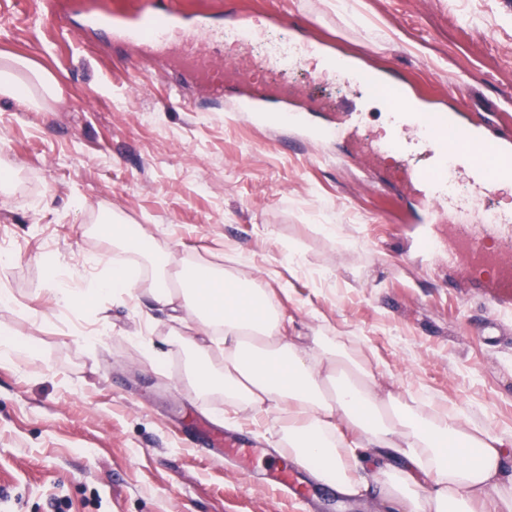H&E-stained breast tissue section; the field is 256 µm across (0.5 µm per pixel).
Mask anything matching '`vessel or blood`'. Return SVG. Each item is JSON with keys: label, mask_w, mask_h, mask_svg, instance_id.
Listing matches in <instances>:
<instances>
[{"label": "vessel or blood", "mask_w": 512, "mask_h": 512, "mask_svg": "<svg viewBox=\"0 0 512 512\" xmlns=\"http://www.w3.org/2000/svg\"><path fill=\"white\" fill-rule=\"evenodd\" d=\"M83 27L108 34L122 45L169 58L175 68L191 73L215 96L233 75H244L249 86L248 106L264 111L271 91L262 76L243 72L237 60L216 57L209 42L222 40L223 17L190 25L181 0H141L129 14L117 15L100 7L98 0H82ZM310 48L296 38L282 39L267 60L268 68L286 71L303 63ZM391 108L389 125L382 135L369 140L366 152L371 161L393 157L402 162L407 190L418 199L427 223L447 220L454 241L466 251L472 266L496 271L498 287L512 288V262L490 249L499 225L511 224L512 215L488 212L483 197L493 193L500 180H512V131H478L462 122L453 110L439 113L413 108L405 90L398 85L384 90ZM343 117L328 136L356 139L364 123L362 113L343 107ZM465 175L470 191H456L458 175Z\"/></svg>", "instance_id": "vessel-or-blood-1"}]
</instances>
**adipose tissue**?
Segmentation results:
<instances>
[{
    "mask_svg": "<svg viewBox=\"0 0 512 512\" xmlns=\"http://www.w3.org/2000/svg\"><path fill=\"white\" fill-rule=\"evenodd\" d=\"M63 91L21 59L0 63V99L42 110ZM113 264L89 292L56 285L51 299L82 306L90 295L134 296L141 280L162 310L184 314L173 341L203 395L273 418L279 439L320 483L345 496L374 491L392 512H512L504 438L460 408L436 409L384 388L374 357L350 337L295 333L278 293L249 271L243 253L227 265L193 261L168 243L113 218Z\"/></svg>",
    "mask_w": 512,
    "mask_h": 512,
    "instance_id": "ef3b65f1",
    "label": "adipose tissue"
}]
</instances>
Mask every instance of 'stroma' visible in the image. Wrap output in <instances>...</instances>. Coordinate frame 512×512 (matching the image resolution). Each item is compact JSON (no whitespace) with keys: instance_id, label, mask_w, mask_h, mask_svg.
Listing matches in <instances>:
<instances>
[{"instance_id":"1","label":"stroma","mask_w":512,"mask_h":512,"mask_svg":"<svg viewBox=\"0 0 512 512\" xmlns=\"http://www.w3.org/2000/svg\"><path fill=\"white\" fill-rule=\"evenodd\" d=\"M281 14L250 49L260 61L288 34L343 47L362 73L405 87L431 112L512 126V0H185ZM51 73L64 100L25 112L0 99V158L16 172L0 186V333L36 354L0 361V512H375L371 494L316 501L266 479L293 457L249 410L192 391L176 329L146 294L65 308L53 281L83 290L112 242L107 214L141 225L181 256L251 255L260 278L277 270L285 310L302 331L324 326L375 353L402 395L453 401L512 446V291L448 257V229L423 223L393 177L367 170L358 142L322 136L344 103L362 109V136L388 120L378 93L319 81L316 61L273 74L302 98L293 125H253L238 84L215 100L194 85L172 99L163 61L128 54L104 33L58 39L29 9L0 0V55ZM140 87L136 107L128 93ZM302 265L288 264L289 247ZM99 335L96 345L85 339ZM249 436L254 455L234 463L194 443L201 422Z\"/></svg>"}]
</instances>
